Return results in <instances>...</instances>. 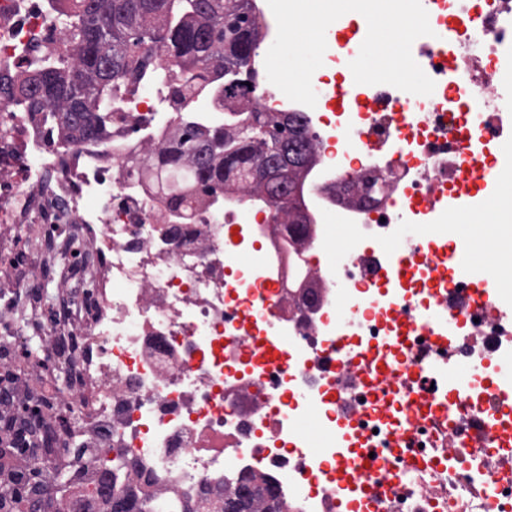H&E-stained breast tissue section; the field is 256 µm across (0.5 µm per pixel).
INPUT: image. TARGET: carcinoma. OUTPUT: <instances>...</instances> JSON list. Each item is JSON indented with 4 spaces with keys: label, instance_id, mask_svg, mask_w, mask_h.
I'll list each match as a JSON object with an SVG mask.
<instances>
[{
    "label": "carcinoma",
    "instance_id": "obj_1",
    "mask_svg": "<svg viewBox=\"0 0 512 512\" xmlns=\"http://www.w3.org/2000/svg\"><path fill=\"white\" fill-rule=\"evenodd\" d=\"M62 2L70 15L66 38L73 54L24 79L0 74V95L47 112L70 139L99 137L112 126L114 93L153 67L140 44L156 37L169 60L161 80L170 112L181 115L199 102L221 108L229 102L224 117L209 125L184 121L178 137L159 152L162 168L178 169L185 161L191 166L185 182L165 185L171 211L180 212L189 186L195 188L194 204H211L225 184L252 180L275 210L279 199L296 201L298 176L281 180L265 161L276 158L300 172L312 159L309 132L301 116L263 112L245 98L261 38L254 0ZM112 463V489L127 493L137 512H154L150 495L137 496L123 484L122 454Z\"/></svg>",
    "mask_w": 512,
    "mask_h": 512
}]
</instances>
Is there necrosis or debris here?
<instances>
[{"label":"necrosis or debris","instance_id":"1","mask_svg":"<svg viewBox=\"0 0 512 512\" xmlns=\"http://www.w3.org/2000/svg\"><path fill=\"white\" fill-rule=\"evenodd\" d=\"M423 6L433 23L444 9L475 14L476 30L450 51L441 34L420 44L414 59L435 82L422 103L355 83L351 47L333 39L312 77L315 107L254 86L260 110L300 114L312 138L299 230L254 184L181 223L154 175L130 172V151L153 156L174 134L161 81L115 99L111 134L93 142L63 141L42 113L0 99V273L12 275L0 286V390L22 364L31 390L0 444L39 426L54 453L29 466L66 477L33 512H110L112 448L159 512H220L257 474L281 512H512V447L470 448L468 391L450 419L421 422L427 453L391 450L364 482L332 473L343 449L380 442L378 390L336 403L362 360L438 365V393L448 360L512 362V290L448 275L457 218L480 200L460 192L454 164L470 113L485 115L486 164L512 165L499 149L512 140V0ZM70 50L57 0H0L1 74ZM355 130L365 141L353 147ZM401 237L403 254L386 249Z\"/></svg>","mask_w":512,"mask_h":512}]
</instances>
